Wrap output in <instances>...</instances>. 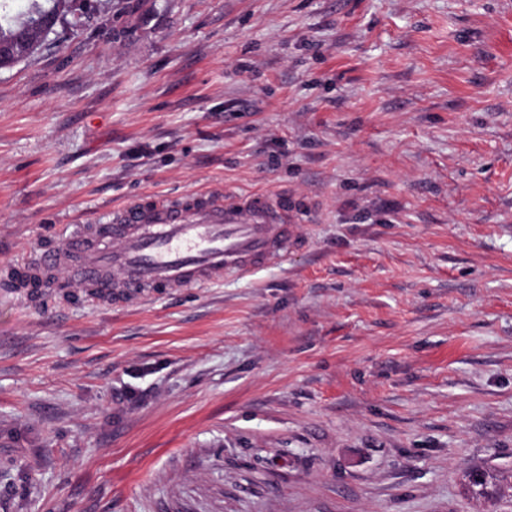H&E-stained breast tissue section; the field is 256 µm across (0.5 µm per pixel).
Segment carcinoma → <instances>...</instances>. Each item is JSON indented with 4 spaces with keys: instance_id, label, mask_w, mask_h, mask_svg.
Segmentation results:
<instances>
[{
    "instance_id": "1",
    "label": "carcinoma",
    "mask_w": 512,
    "mask_h": 512,
    "mask_svg": "<svg viewBox=\"0 0 512 512\" xmlns=\"http://www.w3.org/2000/svg\"><path fill=\"white\" fill-rule=\"evenodd\" d=\"M11 2L0 0V46L9 49V59L15 64L32 53L40 38L48 29L32 28L24 31L26 22L35 15H57L58 0H27V8L21 16L13 14Z\"/></svg>"
}]
</instances>
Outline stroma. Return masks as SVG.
Instances as JSON below:
<instances>
[{"label": "stroma", "instance_id": "35a3bbf8", "mask_svg": "<svg viewBox=\"0 0 512 512\" xmlns=\"http://www.w3.org/2000/svg\"><path fill=\"white\" fill-rule=\"evenodd\" d=\"M190 191L299 247L0 287V512H512V0H66L0 69V266Z\"/></svg>", "mask_w": 512, "mask_h": 512}]
</instances>
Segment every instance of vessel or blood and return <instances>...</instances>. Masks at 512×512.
Returning a JSON list of instances; mask_svg holds the SVG:
<instances>
[{
  "instance_id": "1",
  "label": "vessel or blood",
  "mask_w": 512,
  "mask_h": 512,
  "mask_svg": "<svg viewBox=\"0 0 512 512\" xmlns=\"http://www.w3.org/2000/svg\"><path fill=\"white\" fill-rule=\"evenodd\" d=\"M298 221L262 192H189L132 202L64 232L34 261L13 265L11 280L22 295L33 288H78L115 300L216 284L287 256L299 244Z\"/></svg>"
}]
</instances>
